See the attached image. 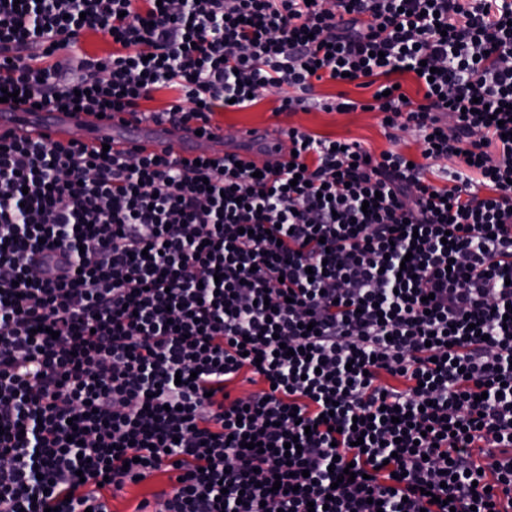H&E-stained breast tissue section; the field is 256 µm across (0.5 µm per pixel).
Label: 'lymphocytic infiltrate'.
Returning a JSON list of instances; mask_svg holds the SVG:
<instances>
[{
  "label": "lymphocytic infiltrate",
  "mask_w": 512,
  "mask_h": 512,
  "mask_svg": "<svg viewBox=\"0 0 512 512\" xmlns=\"http://www.w3.org/2000/svg\"><path fill=\"white\" fill-rule=\"evenodd\" d=\"M89 32L116 48L53 63ZM345 80L420 162L0 137V512H111L158 471L136 512H512V0H0L22 106L175 88L203 130L271 89L355 110L317 96ZM317 94L323 98L336 97L339 92L348 93L349 97L357 100H367L372 94V89L356 88L353 85H336L331 82L317 83ZM169 475L171 473L155 472L146 481L127 486L116 498L110 499L112 512H134L142 499H152V494L162 489L170 490Z\"/></svg>",
  "instance_id": "obj_1"
}]
</instances>
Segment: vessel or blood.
Returning a JSON list of instances; mask_svg holds the SVG:
<instances>
[{"label":"vessel or blood","mask_w":512,"mask_h":512,"mask_svg":"<svg viewBox=\"0 0 512 512\" xmlns=\"http://www.w3.org/2000/svg\"><path fill=\"white\" fill-rule=\"evenodd\" d=\"M0 133L42 142L106 144L119 153L133 148L146 153L172 148L177 156L192 158L201 153L221 156L229 150L245 160L260 154L272 165L288 162V135L275 127L242 129L228 149L218 126L201 137L194 129L179 128L165 120H139L128 114L109 120L93 112H64L51 107L29 112L4 104L0 106Z\"/></svg>","instance_id":"vessel-or-blood-1"}]
</instances>
